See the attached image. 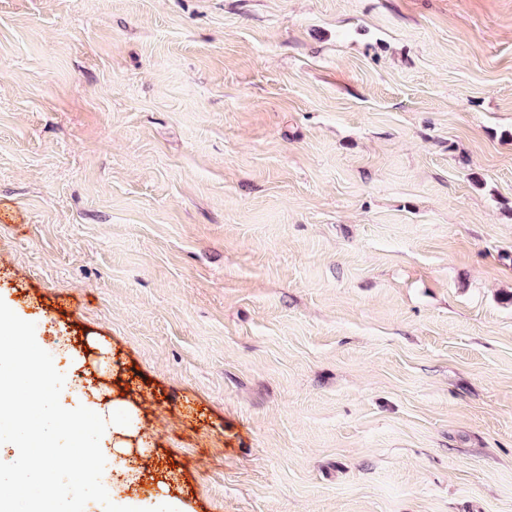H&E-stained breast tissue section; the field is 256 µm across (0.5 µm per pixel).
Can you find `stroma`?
<instances>
[{"label":"stroma","mask_w":512,"mask_h":512,"mask_svg":"<svg viewBox=\"0 0 512 512\" xmlns=\"http://www.w3.org/2000/svg\"><path fill=\"white\" fill-rule=\"evenodd\" d=\"M2 207L139 494L512 512V0H0ZM126 400H108L94 404L95 418L92 428L103 442L112 443V468L124 466V454H128V444L122 439L131 435L125 416L132 414Z\"/></svg>","instance_id":"stroma-1"}]
</instances>
